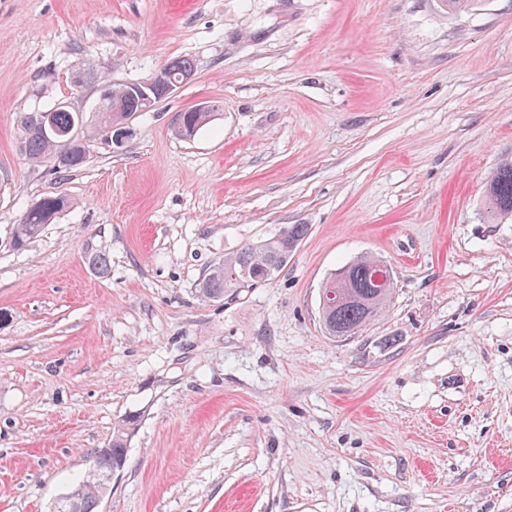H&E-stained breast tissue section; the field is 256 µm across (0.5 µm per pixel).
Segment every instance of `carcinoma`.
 Segmentation results:
<instances>
[{
    "label": "carcinoma",
    "mask_w": 512,
    "mask_h": 512,
    "mask_svg": "<svg viewBox=\"0 0 512 512\" xmlns=\"http://www.w3.org/2000/svg\"><path fill=\"white\" fill-rule=\"evenodd\" d=\"M103 89L109 98L100 101L95 114L98 124L90 126L84 113L74 112L66 106L30 112L22 121L21 151L34 165H43L51 174H61L82 167L87 154V141L91 134L108 136L112 102L121 103L127 113L142 108L124 83L107 82ZM213 116L211 112H182L174 127L175 134L188 139L205 126ZM489 214L512 212V162L502 164L487 184L484 200ZM67 206L62 196H45L32 206L20 222L12 225L13 246L21 249L37 238L46 225ZM306 224H286L277 233L241 249L233 256L213 265L204 276L199 293L210 300H222L240 288L271 281L288 264L299 243L307 235ZM382 262L368 256L361 257L328 279L321 288L320 317L325 332L337 338L356 335L378 317L389 305L394 292V281L378 284L373 273ZM134 418L114 428L108 445L93 452L95 474H86L72 485L79 490L73 499L58 501L56 512H97L100 482L108 474H120L127 463V441L133 430Z\"/></svg>",
    "instance_id": "1"
}]
</instances>
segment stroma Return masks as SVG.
I'll return each mask as SVG.
<instances>
[{"instance_id": "stroma-1", "label": "stroma", "mask_w": 512, "mask_h": 512, "mask_svg": "<svg viewBox=\"0 0 512 512\" xmlns=\"http://www.w3.org/2000/svg\"><path fill=\"white\" fill-rule=\"evenodd\" d=\"M176 57L121 146L21 153L27 113L95 123L103 82ZM510 160L512 0H0V512H52L130 416L98 512H512V213L484 208ZM286 224L273 280L201 297ZM363 256L393 300L330 337L321 285ZM212 108L209 106H201L189 110V112H181L178 123L174 127L175 134L184 139H190L197 133L199 129L205 126L213 116ZM67 206L63 196H45L32 206L18 224L12 226V243L15 248L25 247L29 241L37 238L47 224Z\"/></svg>"}]
</instances>
